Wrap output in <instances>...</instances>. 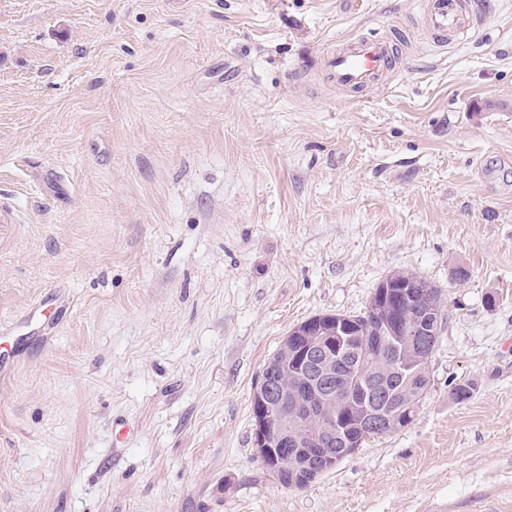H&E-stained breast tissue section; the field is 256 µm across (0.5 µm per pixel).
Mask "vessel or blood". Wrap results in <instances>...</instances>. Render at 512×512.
I'll return each instance as SVG.
<instances>
[{
	"label": "vessel or blood",
	"mask_w": 512,
	"mask_h": 512,
	"mask_svg": "<svg viewBox=\"0 0 512 512\" xmlns=\"http://www.w3.org/2000/svg\"><path fill=\"white\" fill-rule=\"evenodd\" d=\"M475 0H427L424 22L433 32L450 34L464 29L476 16ZM395 50L383 38H357L327 51L322 68L327 81L353 91L377 84L393 67Z\"/></svg>",
	"instance_id": "b4317fda"
}]
</instances>
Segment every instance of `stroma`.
Masks as SVG:
<instances>
[{"label":"stroma","mask_w":512,"mask_h":512,"mask_svg":"<svg viewBox=\"0 0 512 512\" xmlns=\"http://www.w3.org/2000/svg\"><path fill=\"white\" fill-rule=\"evenodd\" d=\"M423 10L0 0V512H512V0ZM395 35L384 84L320 80ZM396 271L446 317L416 415L283 487L265 365ZM477 10L474 0H428L424 22L432 32L448 36L464 29L468 16L477 19Z\"/></svg>","instance_id":"obj_1"}]
</instances>
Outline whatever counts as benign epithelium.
<instances>
[{"label": "benign epithelium", "instance_id": "obj_1", "mask_svg": "<svg viewBox=\"0 0 512 512\" xmlns=\"http://www.w3.org/2000/svg\"><path fill=\"white\" fill-rule=\"evenodd\" d=\"M369 310L391 319L388 335L362 336L350 322L321 335L308 323L285 339V362L297 378L294 404L278 369L261 375L254 436L269 468L296 471L320 460L337 465L355 452L358 435L398 427L407 408L400 392L414 390L427 371L444 315L402 280L381 287ZM391 376L401 390L388 387ZM335 442L340 448L330 449Z\"/></svg>", "mask_w": 512, "mask_h": 512}]
</instances>
